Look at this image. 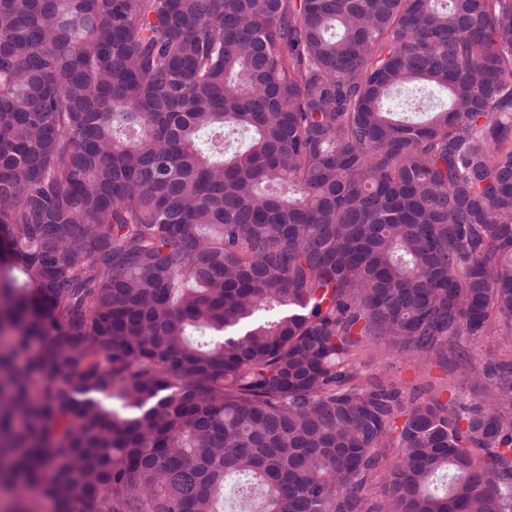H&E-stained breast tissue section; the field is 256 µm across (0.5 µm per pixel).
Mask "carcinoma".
<instances>
[{"instance_id":"1","label":"carcinoma","mask_w":512,"mask_h":512,"mask_svg":"<svg viewBox=\"0 0 512 512\" xmlns=\"http://www.w3.org/2000/svg\"><path fill=\"white\" fill-rule=\"evenodd\" d=\"M1 243L12 512H512V0H0ZM473 365L483 366L490 360L512 359V337L488 333L463 342ZM358 353L361 378L375 377L384 384H392L406 398L413 389L428 390L430 387L433 393H442V401L448 399L454 390L469 393V384L460 370L451 367L447 370L435 361L419 365L372 342H365Z\"/></svg>"}]
</instances>
